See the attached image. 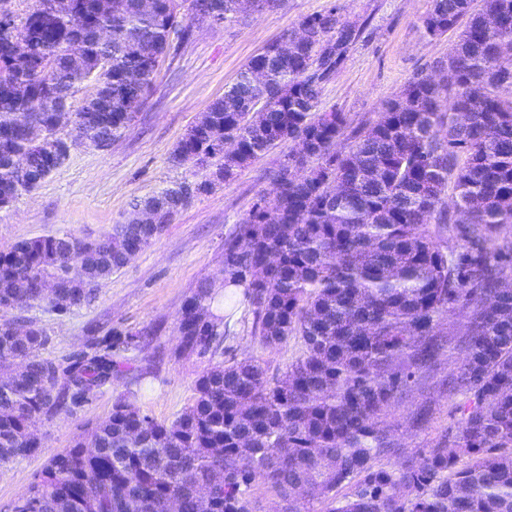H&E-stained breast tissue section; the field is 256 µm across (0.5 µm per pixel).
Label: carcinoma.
Returning a JSON list of instances; mask_svg holds the SVG:
<instances>
[{
	"mask_svg": "<svg viewBox=\"0 0 512 512\" xmlns=\"http://www.w3.org/2000/svg\"><path fill=\"white\" fill-rule=\"evenodd\" d=\"M38 0L22 20L0 26V50L27 42L24 56L0 55V203L40 185L66 159L30 154L27 183L9 155L25 149L27 127L48 143L63 139L55 111L89 82L103 106L76 121L114 141L135 121L170 37L193 20L236 22L243 0ZM76 10L111 31L107 42L70 30ZM501 19L497 30L487 17ZM467 24L443 63L440 87L420 73L368 127L344 112L320 111L322 87L356 38L336 7L303 18L311 38L282 55L267 47L240 72L172 152L178 165L207 160L200 183L161 188L170 201L193 199L233 178L279 145L288 153L235 233L224 240V286L246 289L255 342L290 341L298 355L283 376L256 358L217 362L195 381L192 403L169 422L136 409L129 391L111 415L72 447L52 455L12 512H259L254 487L277 499L276 512H512V0H431L424 33L437 37ZM85 40L82 63L67 44ZM261 112H246L253 98ZM237 152L224 155V138ZM349 143L336 149L341 138ZM300 166L305 176L291 171ZM453 210H448V203ZM164 225L117 224L93 241L71 235L32 238L0 251V311L44 304L58 314L80 308L95 289L59 288L44 299L40 283L79 274L91 250L94 278L109 279ZM451 230V240L444 232ZM218 293L200 284L178 317L180 353L204 357L224 341ZM468 313L465 356L448 375L462 396L443 441L418 456L398 454L380 416L407 392L440 348L445 320ZM49 343L35 324L20 335L0 318V462L42 447L37 419L72 415L90 391L112 381L125 354L139 351L132 330L66 358L40 356ZM92 440L96 450L84 451Z\"/></svg>",
	"mask_w": 512,
	"mask_h": 512,
	"instance_id": "cac0c4a2",
	"label": "carcinoma"
}]
</instances>
